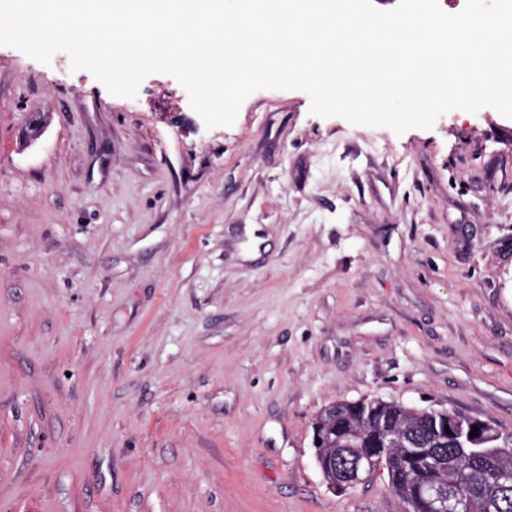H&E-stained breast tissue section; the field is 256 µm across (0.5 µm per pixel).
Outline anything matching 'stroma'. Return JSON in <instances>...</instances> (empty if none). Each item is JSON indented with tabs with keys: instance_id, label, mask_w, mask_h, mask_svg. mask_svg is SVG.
Here are the masks:
<instances>
[{
	"instance_id": "obj_1",
	"label": "stroma",
	"mask_w": 512,
	"mask_h": 512,
	"mask_svg": "<svg viewBox=\"0 0 512 512\" xmlns=\"http://www.w3.org/2000/svg\"><path fill=\"white\" fill-rule=\"evenodd\" d=\"M366 397L512 431V119L209 129L0 46V512H403L315 462Z\"/></svg>"
}]
</instances>
